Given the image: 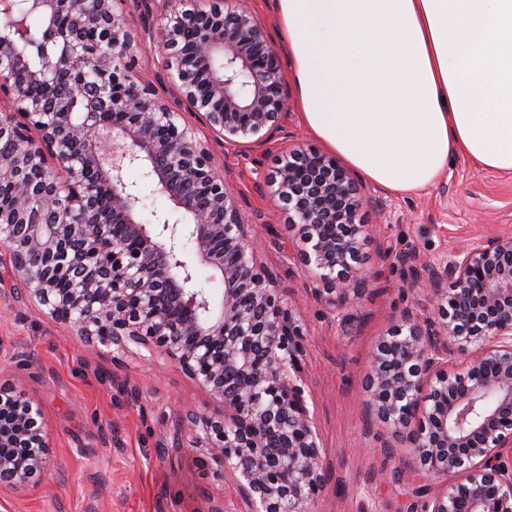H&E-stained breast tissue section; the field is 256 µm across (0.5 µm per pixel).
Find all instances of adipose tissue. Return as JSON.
Instances as JSON below:
<instances>
[{
    "mask_svg": "<svg viewBox=\"0 0 512 512\" xmlns=\"http://www.w3.org/2000/svg\"><path fill=\"white\" fill-rule=\"evenodd\" d=\"M300 119L409 194L456 156L512 172V0H278Z\"/></svg>",
    "mask_w": 512,
    "mask_h": 512,
    "instance_id": "ef3b65f1",
    "label": "adipose tissue"
}]
</instances>
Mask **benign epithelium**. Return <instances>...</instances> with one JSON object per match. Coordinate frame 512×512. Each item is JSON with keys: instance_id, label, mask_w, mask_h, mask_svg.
<instances>
[{"instance_id": "obj_1", "label": "benign epithelium", "mask_w": 512, "mask_h": 512, "mask_svg": "<svg viewBox=\"0 0 512 512\" xmlns=\"http://www.w3.org/2000/svg\"><path fill=\"white\" fill-rule=\"evenodd\" d=\"M30 2L54 22L48 67L69 71L73 97L45 108L32 87L46 71L0 38V142L11 145L0 184L12 189L0 204V246L29 297L89 346L112 348L114 360L143 348L213 397L212 412L180 417V436L251 512H313L327 474L301 376L305 334L256 258L234 189L181 112L137 78L140 36L124 0ZM89 9L98 38L86 33ZM192 20L175 12L157 31L187 111L228 139L271 135L287 92L257 17L240 0H217ZM134 167L170 203L151 222L127 180ZM270 185L298 226L299 260L315 272L309 292L341 312L374 278L359 261L366 229L351 174L332 156L294 151ZM199 264L220 276V298L197 286ZM418 279L428 308L404 311L381 338L365 383L369 410L405 439L421 482L408 512H512V236L421 263ZM40 417L25 393L0 387L1 488L47 469Z\"/></svg>"}]
</instances>
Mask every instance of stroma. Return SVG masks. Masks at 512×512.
I'll use <instances>...</instances> for the list:
<instances>
[{"label": "stroma", "mask_w": 512, "mask_h": 512, "mask_svg": "<svg viewBox=\"0 0 512 512\" xmlns=\"http://www.w3.org/2000/svg\"><path fill=\"white\" fill-rule=\"evenodd\" d=\"M245 3L278 52L284 77H291L277 0ZM211 4L125 2L126 22L141 36L139 74L169 102H176L177 92L161 67L155 33L172 9L206 10ZM188 121L235 187L261 260L305 327V396L328 467L317 512H401L417 475L408 469L395 478L404 443L371 414L365 391L380 337L404 309L425 303L397 256L432 261L480 237L512 235V173L488 172L456 157L433 184L410 194L358 178L364 204L357 221L367 228L360 259L376 277L350 294L338 314L308 295L313 274L289 249L298 228L267 183L289 152L321 147L298 117L296 92L288 94L282 127L259 143L230 142L197 116ZM22 286L0 255V385L39 405L51 466L25 486L0 489V512H209L219 505L224 512H249L244 501L224 495L222 481L195 449L176 442L181 415L212 407L207 393L172 365L156 368L136 356L113 362L111 349L88 347L30 302Z\"/></svg>", "instance_id": "35a3bbf8"}]
</instances>
